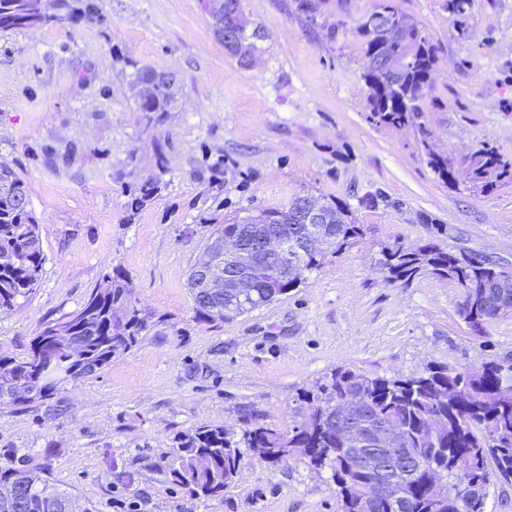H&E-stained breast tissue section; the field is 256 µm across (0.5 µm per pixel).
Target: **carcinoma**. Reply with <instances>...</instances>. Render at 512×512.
<instances>
[{"label":"carcinoma","mask_w":512,"mask_h":512,"mask_svg":"<svg viewBox=\"0 0 512 512\" xmlns=\"http://www.w3.org/2000/svg\"><path fill=\"white\" fill-rule=\"evenodd\" d=\"M236 4L238 14L224 16V23L239 26L241 38L252 39L258 30L247 29L243 0ZM442 7L464 30L472 0H444ZM386 13L399 19V28L389 33L371 31ZM63 19H102L98 0H57L55 13L46 12L40 0H0L3 32L50 26ZM354 34L365 58L375 61L362 73L373 121L392 128L414 127L428 166L450 185L460 169L476 193H488L497 183L512 181V162L492 148H482L459 163L429 152L432 132L424 121V105L434 89L431 71L436 45L396 0H375L359 15ZM123 65L133 68L129 84L135 111L143 114L148 125L161 122L172 110V80L135 61ZM159 192L156 182L137 186L130 192V216ZM300 200L295 196L281 208L249 212L210 232L203 245L205 253L213 241L226 235L252 248L264 236H281L288 241V252L263 258L253 297L233 314L224 313V296H199L194 272H189L197 323L224 322L271 304L365 236V225L356 223L350 209L331 200L323 207L333 223L321 239L306 243L307 225L293 219ZM377 263L390 284L408 285L423 273L454 282L462 292L459 314L477 331L509 315L504 306L512 304V270L496 263L466 258L463 251L438 243L413 248L399 242L383 246ZM45 264L28 186L15 171L0 165V311L36 293ZM148 329V318L127 288L123 272L106 268L99 285L76 310L43 326L26 356H0V407L47 399L65 384L105 369L112 358L135 348ZM44 342L66 354L62 362L66 376L58 381L43 380L36 367L35 350ZM357 396L364 400L361 411L346 413L344 403ZM297 401L307 412L305 421L286 432L245 414L238 431L203 425L180 435L171 450V482L197 496L222 499L224 488L241 469L244 450L275 463L286 449L310 469L329 474L342 512H486L490 485L496 479H512V375L501 374L498 362L466 371L430 364L407 377L338 367L323 383L303 390ZM389 429L408 449L398 463L404 493L398 507L371 499L379 476L362 471L358 464L364 448L359 435ZM428 468L445 478L467 471L479 485L462 503L452 494L438 501L427 493ZM0 512H71V498L9 451L0 454Z\"/></svg>","instance_id":"1"}]
</instances>
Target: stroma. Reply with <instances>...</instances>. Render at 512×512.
Wrapping results in <instances>:
<instances>
[{
    "instance_id": "35a3bbf8",
    "label": "stroma",
    "mask_w": 512,
    "mask_h": 512,
    "mask_svg": "<svg viewBox=\"0 0 512 512\" xmlns=\"http://www.w3.org/2000/svg\"><path fill=\"white\" fill-rule=\"evenodd\" d=\"M244 0L259 60L225 53L198 0H102L103 21L0 32V161L26 181L47 255L41 287L0 314V355L23 357L77 309L106 267L124 271L153 327L108 369L53 398L0 407L12 450L90 512H342L336 486L299 458L246 461L223 498L166 472L178 435L289 429L296 402L339 366L389 377L431 363L512 361V316L474 332L461 290L429 274L388 284L381 244L431 240L512 269V183L477 194L428 167L412 129L369 117L351 34L373 0ZM437 46L425 116L437 153L494 148L512 160V0H473L459 31L443 0H397ZM170 74L175 109L146 125L122 59ZM165 167H157L156 148ZM160 193L127 222L131 188ZM346 203L371 232L307 282L222 325L193 319L190 266L210 231L297 194Z\"/></svg>"
}]
</instances>
